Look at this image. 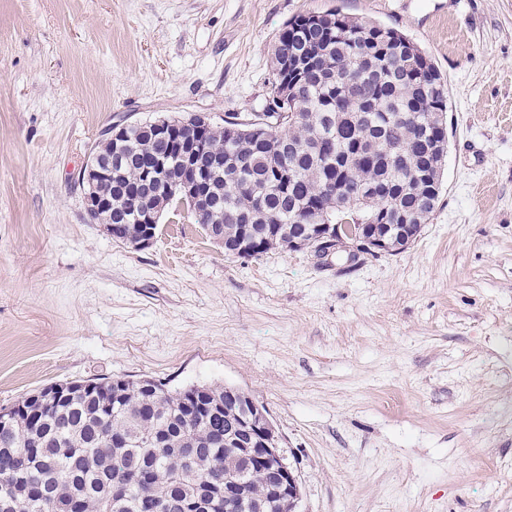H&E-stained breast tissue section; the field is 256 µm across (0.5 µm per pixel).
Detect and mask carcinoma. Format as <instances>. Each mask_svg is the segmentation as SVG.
Listing matches in <instances>:
<instances>
[{"label":"carcinoma","instance_id":"cac0c4a2","mask_svg":"<svg viewBox=\"0 0 512 512\" xmlns=\"http://www.w3.org/2000/svg\"><path fill=\"white\" fill-rule=\"evenodd\" d=\"M398 31L336 10L283 31L275 45L272 99L251 123L224 121L207 135L224 156L215 178L224 210L195 220L224 225V255L258 258L288 249L303 222L352 215L364 224H407L415 238L436 208L444 153L448 87L432 60ZM271 130L255 141V130ZM126 156L112 161V234L135 244L141 213L126 207L144 167L166 159L165 138L128 128ZM198 387L147 392L131 380L94 381L90 391L42 392L11 405L14 429L0 431V512H279L267 498L269 468L228 448L249 407L206 388L223 410L200 409ZM239 474L246 494L224 503V475ZM123 486L120 499L112 485Z\"/></svg>","mask_w":512,"mask_h":512}]
</instances>
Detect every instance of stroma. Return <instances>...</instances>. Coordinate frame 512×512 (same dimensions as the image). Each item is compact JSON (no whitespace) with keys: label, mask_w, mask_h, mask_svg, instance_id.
Here are the masks:
<instances>
[{"label":"stroma","mask_w":512,"mask_h":512,"mask_svg":"<svg viewBox=\"0 0 512 512\" xmlns=\"http://www.w3.org/2000/svg\"><path fill=\"white\" fill-rule=\"evenodd\" d=\"M396 29L448 86L436 209L404 252L226 258L168 208L148 248L90 222L116 124L249 122L287 23ZM150 378L263 406L296 512H512V0H0V407Z\"/></svg>","instance_id":"stroma-1"}]
</instances>
